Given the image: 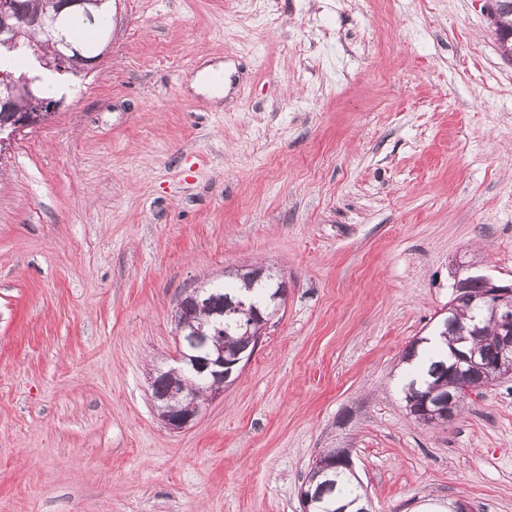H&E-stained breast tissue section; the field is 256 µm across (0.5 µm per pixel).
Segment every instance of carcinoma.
<instances>
[{
	"mask_svg": "<svg viewBox=\"0 0 512 512\" xmlns=\"http://www.w3.org/2000/svg\"><path fill=\"white\" fill-rule=\"evenodd\" d=\"M20 8L33 17L51 15L56 12L54 0H18ZM488 17L493 21L502 55L512 62V32L503 22L512 19V0H491ZM109 22L107 9L94 13V20H89L82 12L74 11L66 19H59L60 35L79 45L83 51L95 37L104 32ZM18 42L21 49L29 48L42 59H51L54 44L31 24L18 29ZM271 276L257 282H246L240 278L233 281L219 282L201 292L194 300L183 302L179 311V320L192 325L200 320L212 317L220 310L224 311V353L235 354L251 344L252 337L245 335L244 325L259 320V311L272 312L276 306L275 298L280 288H271ZM483 285L474 279L466 284V297L461 299L456 314H448L437 328L445 338L448 351L437 352L420 365L423 382L413 380L402 388L405 404L415 402L422 406L425 401H434L448 397L453 391L455 375L451 369L456 362L454 354L462 349L458 343L455 325L457 322H470L472 318L481 319L489 316V311L482 305H470V299L482 293ZM486 342L480 346L481 353L488 359L497 355L494 343L496 325L487 321L483 323ZM182 384L196 389L199 400H205L208 381L197 379L188 372L178 371L157 378L152 395L160 398L166 396L171 388ZM330 448L322 453L320 466L310 469L307 481L312 483L315 495L316 512H362L365 503L363 494L355 484L356 475L348 468L333 466V453Z\"/></svg>",
	"mask_w": 512,
	"mask_h": 512,
	"instance_id": "obj_1",
	"label": "carcinoma"
}]
</instances>
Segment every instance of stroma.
I'll use <instances>...</instances> for the list:
<instances>
[{"label":"stroma","instance_id":"stroma-1","mask_svg":"<svg viewBox=\"0 0 512 512\" xmlns=\"http://www.w3.org/2000/svg\"><path fill=\"white\" fill-rule=\"evenodd\" d=\"M487 2L112 0L103 56L0 146V512H300L325 448L371 512H512V377L431 427L397 385L452 260L512 280ZM251 264L286 301L171 431L176 306Z\"/></svg>","mask_w":512,"mask_h":512}]
</instances>
